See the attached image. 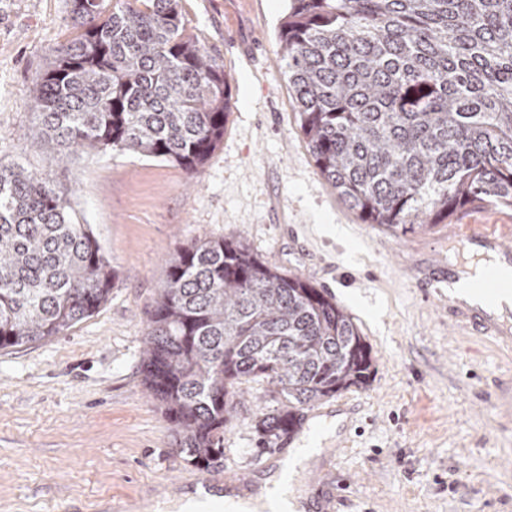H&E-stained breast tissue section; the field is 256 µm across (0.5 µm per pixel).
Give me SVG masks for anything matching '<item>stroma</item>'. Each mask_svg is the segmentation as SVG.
<instances>
[{
	"label": "stroma",
	"instance_id": "obj_1",
	"mask_svg": "<svg viewBox=\"0 0 512 512\" xmlns=\"http://www.w3.org/2000/svg\"><path fill=\"white\" fill-rule=\"evenodd\" d=\"M188 34L224 66V138L196 173L130 152L61 164L36 148V78L76 35L71 0H0V164L24 162L69 190L117 271L109 300L50 340L0 349V512H175L226 476L253 481L264 382L224 429L221 465L200 469L148 396L147 311L166 259L199 234L241 239L269 266L330 293L373 360L366 384L323 401L355 429L324 436L295 489L310 512H512V346L448 322L419 280L463 260L447 223L393 235L365 223L322 176L283 74L287 0H180Z\"/></svg>",
	"mask_w": 512,
	"mask_h": 512
}]
</instances>
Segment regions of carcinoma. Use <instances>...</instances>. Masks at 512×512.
Returning a JSON list of instances; mask_svg holds the SVG:
<instances>
[{
	"label": "carcinoma",
	"instance_id": "obj_1",
	"mask_svg": "<svg viewBox=\"0 0 512 512\" xmlns=\"http://www.w3.org/2000/svg\"><path fill=\"white\" fill-rule=\"evenodd\" d=\"M82 32L36 80L33 144L64 161L132 152L193 173L224 137V66L187 34L179 0H72ZM300 128L321 173L371 224L424 230L475 201L512 208V0H288L278 29ZM69 193L0 165V349L92 316L116 277ZM142 370L181 452L224 455L241 385L280 408L258 451L304 409L368 381L372 357L324 291L205 233L167 260Z\"/></svg>",
	"mask_w": 512,
	"mask_h": 512
}]
</instances>
